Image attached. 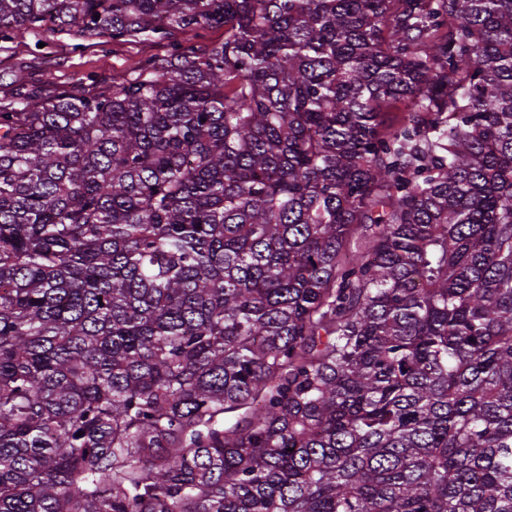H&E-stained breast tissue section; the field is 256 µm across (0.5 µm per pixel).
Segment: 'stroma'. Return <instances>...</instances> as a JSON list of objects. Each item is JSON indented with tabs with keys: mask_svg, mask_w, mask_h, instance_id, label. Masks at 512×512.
I'll list each match as a JSON object with an SVG mask.
<instances>
[{
	"mask_svg": "<svg viewBox=\"0 0 512 512\" xmlns=\"http://www.w3.org/2000/svg\"><path fill=\"white\" fill-rule=\"evenodd\" d=\"M168 41H144L117 44L106 38L80 37L69 29L54 33L22 30L14 39L0 42V72L23 68V84H0V98L37 93L44 71H51L60 88L83 81L87 92L97 93L111 87L140 60L168 52Z\"/></svg>",
	"mask_w": 512,
	"mask_h": 512,
	"instance_id": "35a3bbf8",
	"label": "stroma"
}]
</instances>
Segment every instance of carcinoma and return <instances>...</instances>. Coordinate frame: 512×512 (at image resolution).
<instances>
[{
    "instance_id": "obj_1",
    "label": "carcinoma",
    "mask_w": 512,
    "mask_h": 512,
    "mask_svg": "<svg viewBox=\"0 0 512 512\" xmlns=\"http://www.w3.org/2000/svg\"><path fill=\"white\" fill-rule=\"evenodd\" d=\"M63 27L180 39L0 104V512H512V0Z\"/></svg>"
}]
</instances>
